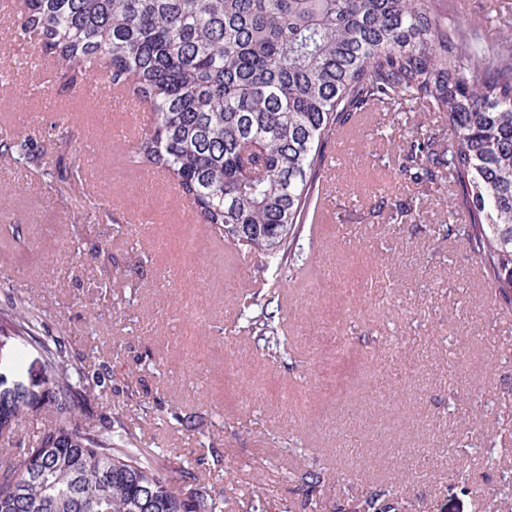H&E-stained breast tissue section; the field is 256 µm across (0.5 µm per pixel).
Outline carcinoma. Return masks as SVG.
<instances>
[{
    "instance_id": "obj_1",
    "label": "carcinoma",
    "mask_w": 512,
    "mask_h": 512,
    "mask_svg": "<svg viewBox=\"0 0 512 512\" xmlns=\"http://www.w3.org/2000/svg\"><path fill=\"white\" fill-rule=\"evenodd\" d=\"M432 0H28L27 39L56 58L59 78L134 79L156 116L138 154L167 171L202 223L240 251L295 272L315 211L322 147L361 112L394 96L426 103L448 129L422 125L399 171L460 193L459 223L487 286L512 305V42L478 44V26L446 31ZM7 319L49 366L53 428L0 459V512H224V495L182 460L112 439L73 403L103 371L76 366L65 340L29 335L35 315ZM384 494L349 512H392Z\"/></svg>"
}]
</instances>
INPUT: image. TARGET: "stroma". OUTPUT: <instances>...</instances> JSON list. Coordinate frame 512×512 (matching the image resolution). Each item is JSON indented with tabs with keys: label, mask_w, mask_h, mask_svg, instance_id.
<instances>
[{
	"label": "stroma",
	"mask_w": 512,
	"mask_h": 512,
	"mask_svg": "<svg viewBox=\"0 0 512 512\" xmlns=\"http://www.w3.org/2000/svg\"><path fill=\"white\" fill-rule=\"evenodd\" d=\"M12 2L0 10V141H27L29 154L0 152V311L24 301L39 335L104 367L99 397L74 395L95 423L124 422L134 447L163 459L198 457L192 470L224 512H344L376 490L417 512L512 499V308L445 230L450 180L427 194L398 170L397 141L437 127V113L382 104L347 146L325 144L328 217H310L296 248L303 280L261 252L231 271L229 244L168 175L132 163L136 141L112 144V126L153 123L150 105L116 108L103 73L60 81ZM432 7L458 24L482 16L486 42L512 39V0ZM381 197L419 200L415 221L369 217ZM239 292L279 308L286 354L268 358L246 329ZM48 373L38 345L0 334V409L30 406L0 432V454L49 431ZM309 470L318 489L303 483Z\"/></svg>",
	"instance_id": "obj_1"
}]
</instances>
